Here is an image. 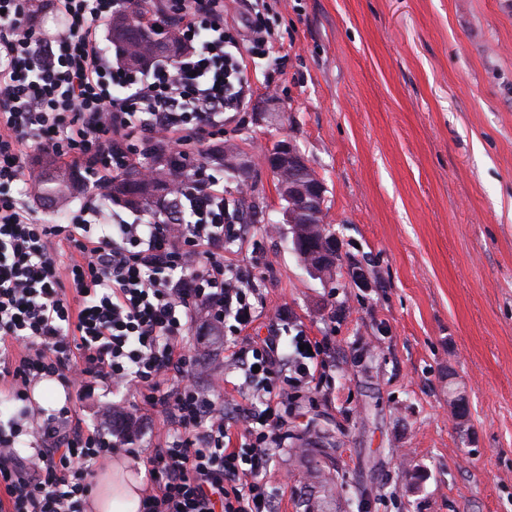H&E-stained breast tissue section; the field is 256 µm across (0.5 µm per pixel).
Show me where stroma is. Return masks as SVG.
<instances>
[{
	"mask_svg": "<svg viewBox=\"0 0 512 512\" xmlns=\"http://www.w3.org/2000/svg\"><path fill=\"white\" fill-rule=\"evenodd\" d=\"M276 67L248 63L247 104L206 147L228 142L254 166L243 181L190 155L259 223L224 254L252 272L269 311L326 340L318 389L301 388L289 440L267 478L277 512L317 493L311 459L331 455L346 483L339 512H512V0H278ZM288 140L324 186L336 237L333 279L293 251L284 201L265 158ZM18 187L38 219L59 224L83 192L47 206L31 176ZM186 340L225 370L224 340ZM469 405L453 416L449 388ZM153 448L162 416L136 391L116 394ZM372 486L359 500L354 487Z\"/></svg>",
	"mask_w": 512,
	"mask_h": 512,
	"instance_id": "stroma-1",
	"label": "stroma"
}]
</instances>
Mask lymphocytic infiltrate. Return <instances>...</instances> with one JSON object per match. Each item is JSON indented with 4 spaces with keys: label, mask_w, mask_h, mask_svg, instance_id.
Here are the masks:
<instances>
[{
    "label": "lymphocytic infiltrate",
    "mask_w": 512,
    "mask_h": 512,
    "mask_svg": "<svg viewBox=\"0 0 512 512\" xmlns=\"http://www.w3.org/2000/svg\"><path fill=\"white\" fill-rule=\"evenodd\" d=\"M119 0H0V388L15 406L0 423V512H85L90 478L118 450L111 407L90 427L68 407L31 398L45 380L136 387L163 416L146 457L142 512H275L265 476L293 389L310 383L324 346L296 335L255 339L263 298L224 263L244 227L215 182L179 178L166 224H114L103 205L114 174L144 156L185 163L190 147L250 94L245 59L276 64L270 6L253 0L248 38L224 27V0H175L179 35L200 47L172 67L114 66L97 41ZM54 9L66 30L36 23ZM38 147L80 165L89 195L61 224H43L11 188ZM228 328L245 380L229 421L201 382L183 338L193 320ZM32 435L28 456L16 447Z\"/></svg>",
    "instance_id": "f902f5d3"
}]
</instances>
